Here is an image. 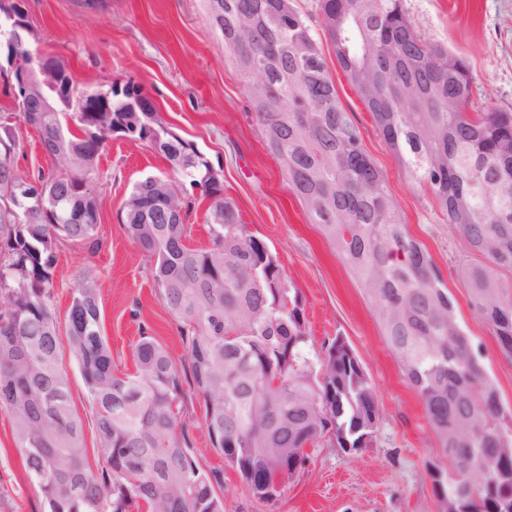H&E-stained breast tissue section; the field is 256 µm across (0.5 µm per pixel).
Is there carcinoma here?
I'll return each mask as SVG.
<instances>
[{
  "mask_svg": "<svg viewBox=\"0 0 512 512\" xmlns=\"http://www.w3.org/2000/svg\"><path fill=\"white\" fill-rule=\"evenodd\" d=\"M210 23L231 52L264 57L242 72L261 135L279 158L288 187L313 224L336 245L380 320L389 349L417 391L448 472L430 473L452 512H512V427L494 383L456 317L436 265L403 224L386 179L365 152L340 103L321 41L294 0H209ZM321 32L372 115L397 162L426 188L483 261L462 267L471 305L512 356V219L490 205L512 185V113L471 112L465 58L415 31L402 0H358L349 25L363 49L336 42L342 0H318ZM44 95L57 111L35 117L43 148L65 176L43 182L15 167L21 149L0 125V412L9 414L31 483L48 512H224L222 475L205 469L187 422L202 403L209 445L241 475L279 486L306 461L304 448L331 433L357 450L373 437L375 390L338 336L315 363L307 320L278 257L261 246L224 198L219 176L190 142L150 112L125 134L170 163L156 188L137 182L124 211L128 236L153 260L168 313L180 323L185 353L174 359L153 336L132 349L135 371L118 373L101 327L99 286L77 289L66 339L52 311V269L65 238L96 243L100 224L96 161L109 130L131 104L147 101L132 79L106 90L110 111L86 114L67 65ZM209 200L210 246L187 245L184 223L156 220L190 209L189 190ZM466 209L469 219L458 220ZM77 362L93 404L97 447L88 463L84 425L74 410L63 349ZM288 449L286 465L270 454ZM84 490L81 503L71 491Z\"/></svg>",
  "mask_w": 512,
  "mask_h": 512,
  "instance_id": "cac0c4a2",
  "label": "carcinoma"
}]
</instances>
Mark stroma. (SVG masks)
Returning a JSON list of instances; mask_svg holds the SVG:
<instances>
[{"instance_id":"35a3bbf8","label":"stroma","mask_w":512,"mask_h":512,"mask_svg":"<svg viewBox=\"0 0 512 512\" xmlns=\"http://www.w3.org/2000/svg\"><path fill=\"white\" fill-rule=\"evenodd\" d=\"M416 30L431 43L464 56L472 74L471 99L486 112H512V0H403ZM35 31L34 52L64 60L78 88L108 89L133 79L154 102L162 120L193 142L224 183V195L242 224L275 252L297 288L310 329L314 358L341 336L371 380L378 423L363 448L345 451L328 434L307 446L305 465L270 500L253 496L240 475L211 451L200 406L190 408L191 434L208 468L223 474L224 512H444L430 474L447 469L437 450L422 402L360 282L343 263L319 225L310 223L290 192L280 160L263 142L248 109L246 84L222 35L209 23L208 0H27ZM338 97L359 129L364 147L384 174L408 234L434 260L452 294L457 319L479 348L512 420V357L504 355L487 323L474 311L461 268L468 262L456 230L427 189L414 183L375 129L372 118L322 41ZM22 148L15 165L23 175L51 173L55 166L36 130L17 123ZM166 158L145 142L113 136L96 165L101 222L97 244L61 240L53 269V305L59 332L67 330L73 294L89 279L100 285L104 332L112 362L132 372L131 350L148 330L172 357L184 343L151 273V260L127 236L124 203L148 176H165ZM73 402L84 420L91 467L102 464L93 410L80 369L64 356ZM0 512H42L18 448L12 419L0 413Z\"/></svg>"}]
</instances>
